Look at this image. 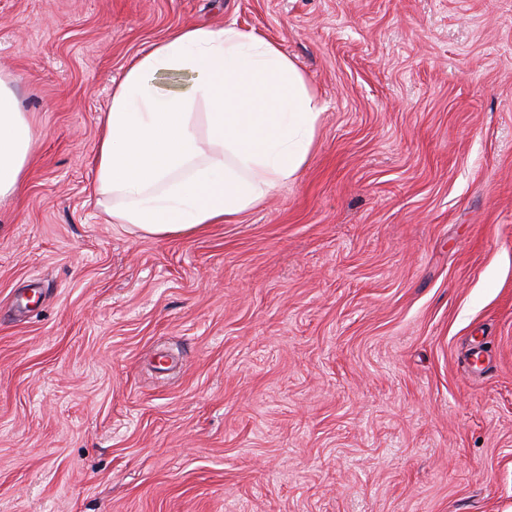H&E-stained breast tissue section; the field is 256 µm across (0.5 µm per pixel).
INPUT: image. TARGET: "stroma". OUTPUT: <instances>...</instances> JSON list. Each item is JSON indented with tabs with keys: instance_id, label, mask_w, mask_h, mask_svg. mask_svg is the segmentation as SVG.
<instances>
[{
	"instance_id": "obj_1",
	"label": "stroma",
	"mask_w": 512,
	"mask_h": 512,
	"mask_svg": "<svg viewBox=\"0 0 512 512\" xmlns=\"http://www.w3.org/2000/svg\"><path fill=\"white\" fill-rule=\"evenodd\" d=\"M228 24L316 91L306 162L198 232L108 223L113 84ZM0 72V512H512V0H0ZM13 83L0 74V203L20 191L34 142L32 121L21 111Z\"/></svg>"
}]
</instances>
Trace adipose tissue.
<instances>
[{
	"label": "adipose tissue",
	"mask_w": 512,
	"mask_h": 512,
	"mask_svg": "<svg viewBox=\"0 0 512 512\" xmlns=\"http://www.w3.org/2000/svg\"><path fill=\"white\" fill-rule=\"evenodd\" d=\"M0 74V203L21 189L34 132ZM322 107L254 32L174 31L132 57L103 113L91 197L111 223L155 238L220 224L306 161Z\"/></svg>",
	"instance_id": "obj_1"
}]
</instances>
